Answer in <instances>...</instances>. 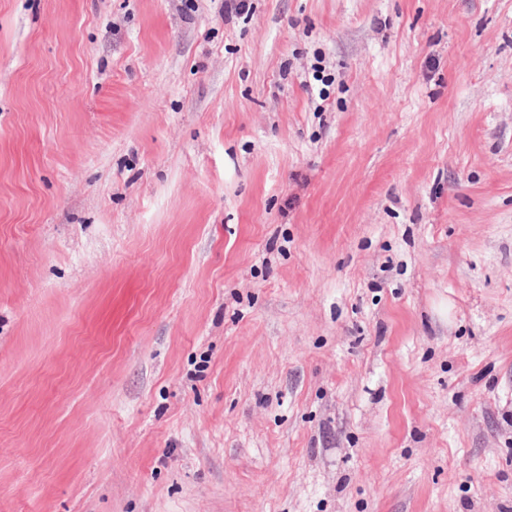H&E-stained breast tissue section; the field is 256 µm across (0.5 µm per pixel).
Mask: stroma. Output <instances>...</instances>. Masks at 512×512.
I'll use <instances>...</instances> for the list:
<instances>
[{
	"mask_svg": "<svg viewBox=\"0 0 512 512\" xmlns=\"http://www.w3.org/2000/svg\"><path fill=\"white\" fill-rule=\"evenodd\" d=\"M0 0V512H512V0Z\"/></svg>",
	"mask_w": 512,
	"mask_h": 512,
	"instance_id": "stroma-1",
	"label": "stroma"
}]
</instances>
